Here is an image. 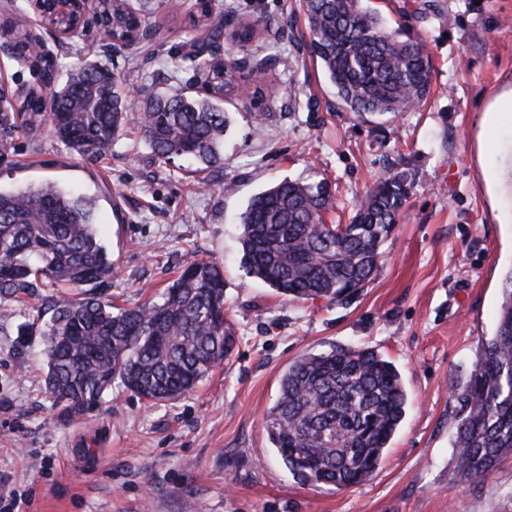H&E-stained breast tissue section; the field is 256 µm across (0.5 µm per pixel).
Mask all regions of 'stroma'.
<instances>
[{
    "label": "stroma",
    "mask_w": 512,
    "mask_h": 512,
    "mask_svg": "<svg viewBox=\"0 0 512 512\" xmlns=\"http://www.w3.org/2000/svg\"><path fill=\"white\" fill-rule=\"evenodd\" d=\"M261 18L262 34L230 57L246 76L224 98V163L205 171L156 159L137 128L102 158L83 156L41 125L0 157V191L53 183L95 201L117 275L119 305L160 297L189 253L224 268L238 342L193 391L152 406L113 386L98 409L63 419L42 387L43 324L27 308L0 321V512H512V459L484 483L455 475L458 403L481 345L495 332L512 269V0H363L432 55L426 102L399 115L342 109L302 46L300 0H216ZM154 28L129 47L95 32L62 39L26 9L65 67L106 62L130 88L127 108L200 88L188 53L199 11L130 0ZM413 184L365 288L341 301L296 302L241 263L240 215L283 179L328 181L346 224L389 168ZM233 191H226V184ZM336 346L375 350L399 370L406 416L373 476L336 488L300 482L272 447L264 413L290 362Z\"/></svg>",
    "instance_id": "stroma-1"
}]
</instances>
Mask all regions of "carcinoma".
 I'll return each mask as SVG.
<instances>
[{
	"mask_svg": "<svg viewBox=\"0 0 512 512\" xmlns=\"http://www.w3.org/2000/svg\"><path fill=\"white\" fill-rule=\"evenodd\" d=\"M57 0L45 20L63 28ZM95 14L123 38L150 36L127 0H91ZM311 56L320 60L336 99L358 115H396L431 92V56L422 38L403 37L361 0H304ZM259 22L229 11L204 39L245 45ZM17 60L39 71L38 89L0 88V156L21 129L47 121L80 154L104 156L130 121L119 81L96 61L63 75L59 59L41 52L26 32L0 23ZM206 93L155 98L137 119L155 158L219 160L228 120L218 104L237 81L236 65L218 60L204 72ZM412 186L409 171L387 170L357 204L338 236L325 215L331 184L282 180L254 195L241 214L242 264L293 300H341L365 287L384 260L383 246ZM112 256L97 236L94 204L51 183L0 192V316L13 302L39 301L51 311L43 331L45 392L60 416L99 406L115 382L152 404L175 401L232 353L235 331L224 314V274L195 255L165 289L160 303L121 307L105 297ZM459 404L455 448L460 478L478 485L512 458V270L502 281L495 334L482 343ZM408 397L400 372L380 354L358 347L306 353L283 372L264 415L268 439L303 481L347 488L377 470L403 421Z\"/></svg>",
	"mask_w": 512,
	"mask_h": 512,
	"instance_id": "obj_1",
	"label": "carcinoma"
}]
</instances>
